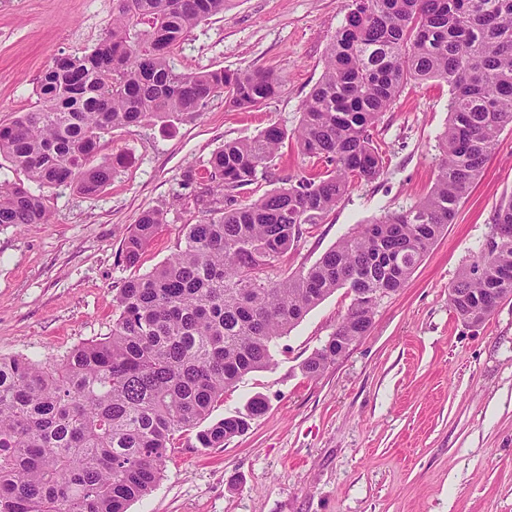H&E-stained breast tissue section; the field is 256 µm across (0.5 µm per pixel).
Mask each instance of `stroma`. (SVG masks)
<instances>
[{"label": "stroma", "instance_id": "35a3bbf8", "mask_svg": "<svg viewBox=\"0 0 512 512\" xmlns=\"http://www.w3.org/2000/svg\"><path fill=\"white\" fill-rule=\"evenodd\" d=\"M348 2L226 0L177 49V67L272 71L282 79L277 96L246 110L216 97L193 120L114 130L99 152L124 163L99 192L47 189L50 223L0 225V356L51 366L108 336L117 289L164 264L183 225L204 215L182 182L185 169L269 125L298 127ZM111 21L112 0H0V123L40 108L37 86L54 58L90 52ZM449 98L440 81L405 86L374 131L386 150L381 175L351 187L303 235L284 259L287 272L310 267L357 225L428 195ZM306 166L283 147L239 190L238 204ZM511 193L509 126L453 224L379 306L367 335L305 377L301 363L350 304L345 291L327 296L278 339L273 365L226 389L211 417L245 412L258 395L264 414L220 448L197 447L191 430L176 434L159 483L127 512H512V298L476 326L448 302ZM148 208L163 209L167 222L131 269L122 241Z\"/></svg>", "mask_w": 512, "mask_h": 512}]
</instances>
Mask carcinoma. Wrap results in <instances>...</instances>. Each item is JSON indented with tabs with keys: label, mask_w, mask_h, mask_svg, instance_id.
<instances>
[{
	"label": "carcinoma",
	"mask_w": 512,
	"mask_h": 512,
	"mask_svg": "<svg viewBox=\"0 0 512 512\" xmlns=\"http://www.w3.org/2000/svg\"><path fill=\"white\" fill-rule=\"evenodd\" d=\"M223 11L224 0H113L108 38L54 63L39 85L42 107L0 124V157L38 188L0 181V225L49 223L45 188L100 191L119 163L98 157L115 129L194 118L216 96L240 110L276 96L272 72L176 67L187 34ZM431 79L446 82L451 98L428 197L359 225L312 266L287 273L288 250L354 183L381 174L380 115L408 81ZM508 125L512 0H352L298 128L271 124L224 143L204 172L184 171L208 197L206 214L185 225L166 263L119 289L111 334L53 367L0 357V512H127L161 479L174 436L207 419L225 389L270 366L276 340L345 289L351 303L335 339L300 365L320 375L368 333L376 297L404 287L453 222ZM288 139L322 169L230 207ZM164 223L160 209L139 214L123 239L126 266H137ZM493 223L499 241L449 292L457 318L476 324L492 314V289L512 297V195ZM265 410L257 396L247 412L198 430L196 442L221 448Z\"/></svg>",
	"instance_id": "1"
}]
</instances>
